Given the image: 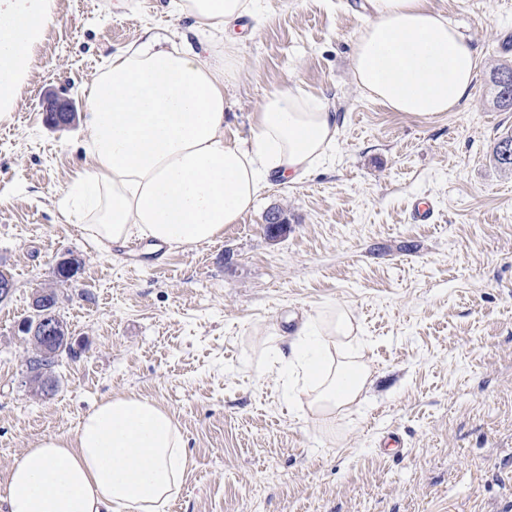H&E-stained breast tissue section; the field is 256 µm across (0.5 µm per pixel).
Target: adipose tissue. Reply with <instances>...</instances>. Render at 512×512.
<instances>
[{
	"instance_id": "obj_1",
	"label": "adipose tissue",
	"mask_w": 512,
	"mask_h": 512,
	"mask_svg": "<svg viewBox=\"0 0 512 512\" xmlns=\"http://www.w3.org/2000/svg\"><path fill=\"white\" fill-rule=\"evenodd\" d=\"M56 0H0V112L12 111ZM371 18L352 55L354 80L395 112L454 111L470 94L477 52L424 0H368ZM208 43L209 60L163 49L155 36L113 53L94 83L84 122L88 167L59 201L103 249L133 237L172 247L222 237L255 204L265 174L297 180L336 144L337 116L301 90L268 94L249 143L224 136V86L238 56L228 27L259 0H171ZM277 361L325 429L367 399L371 372L349 309L308 314L280 334ZM170 413L135 396L101 402L74 437L48 435L13 465L8 512H166L187 467Z\"/></svg>"
}]
</instances>
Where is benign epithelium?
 Instances as JSON below:
<instances>
[{
  "instance_id": "7a95c632",
  "label": "benign epithelium",
  "mask_w": 512,
  "mask_h": 512,
  "mask_svg": "<svg viewBox=\"0 0 512 512\" xmlns=\"http://www.w3.org/2000/svg\"><path fill=\"white\" fill-rule=\"evenodd\" d=\"M44 108L46 114L56 117L59 124L75 119V110L65 99L50 97L44 101ZM57 304L58 297L51 293H36L31 300V315L18 324V332L41 354L43 368L40 373L42 387L46 390L52 386L56 346L59 342L68 340L63 323L56 313Z\"/></svg>"
}]
</instances>
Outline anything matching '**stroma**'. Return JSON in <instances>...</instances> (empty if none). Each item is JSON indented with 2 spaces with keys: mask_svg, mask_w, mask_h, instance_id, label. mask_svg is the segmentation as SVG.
I'll return each instance as SVG.
<instances>
[{
  "mask_svg": "<svg viewBox=\"0 0 512 512\" xmlns=\"http://www.w3.org/2000/svg\"><path fill=\"white\" fill-rule=\"evenodd\" d=\"M362 2L260 0L237 27L225 137L247 139L264 98L298 88L338 115L323 164L293 183L269 177L213 242L105 250L58 208L85 166L88 91L113 53L148 31L171 47L190 21L168 0H56L20 99L0 114V271L15 284L0 303V500L40 438L73 435L100 402L133 394L187 441L168 512H512V174L492 159L512 110L494 108L489 83L492 66L512 63V0H427L478 55L469 98L431 115L356 86ZM50 92L74 102L73 125L47 123ZM423 197L434 223L410 220ZM274 206L288 218L275 239ZM64 258L80 269L60 286ZM52 286L83 351L36 397L15 327ZM336 305L368 342L373 384L325 433L289 400L271 352L278 331ZM391 433L400 454L384 446Z\"/></svg>",
  "mask_w": 512,
  "mask_h": 512,
  "instance_id": "stroma-1",
  "label": "stroma"
}]
</instances>
